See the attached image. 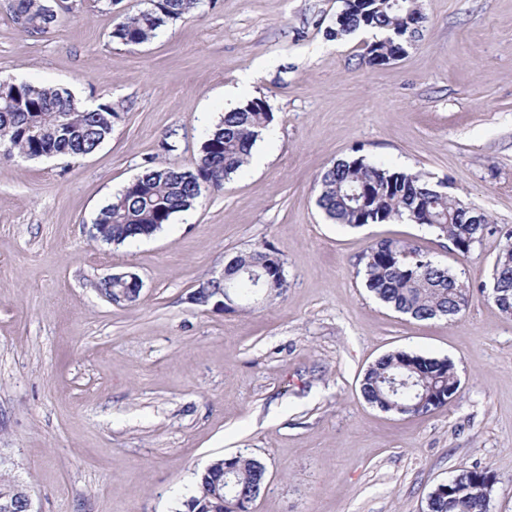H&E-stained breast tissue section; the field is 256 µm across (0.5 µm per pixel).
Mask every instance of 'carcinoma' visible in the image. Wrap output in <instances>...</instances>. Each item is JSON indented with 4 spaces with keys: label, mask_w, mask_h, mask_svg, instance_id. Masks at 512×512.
Instances as JSON below:
<instances>
[{
    "label": "carcinoma",
    "mask_w": 512,
    "mask_h": 512,
    "mask_svg": "<svg viewBox=\"0 0 512 512\" xmlns=\"http://www.w3.org/2000/svg\"><path fill=\"white\" fill-rule=\"evenodd\" d=\"M200 0H149V6L125 12L114 25L112 40L129 46L152 40L167 24L191 13ZM57 0H14L13 20L27 31L47 33L58 20ZM419 0H344L335 27L341 38L361 29L381 34L362 55L369 66L406 47L425 28ZM121 119L110 102L82 107L62 88L35 86L0 74V146L30 159L46 155L70 157L93 153ZM273 122L267 102L252 98L209 126L200 144L194 168L186 169L148 160L144 170L103 206L94 223L105 241L122 245L153 234L171 217L193 207L209 191L247 166L257 141ZM317 204L333 224L360 227L406 220L419 222L456 244L466 254L493 233L488 217L471 223V212L422 173H407L362 157L339 160L320 176ZM511 248H501L491 270L497 288L490 298L498 309L512 312V232L505 233ZM365 288L381 303L415 320L459 316L467 305L468 290L447 266L417 248L392 240L369 244L359 258ZM270 288L267 302L282 297L288 281L284 265L266 247L241 252L224 268V295L235 311L252 303L260 286ZM364 400L383 412L419 415L442 407L459 392L453 364L411 351L397 350L379 358L360 381ZM231 474L237 495L257 498L265 484V466L255 457L236 454ZM487 469L464 471L448 480L428 498V512H488ZM185 512L224 510V459L213 460L196 474L193 494L183 502ZM0 508L25 512L21 484L0 467Z\"/></svg>",
    "instance_id": "obj_1"
}]
</instances>
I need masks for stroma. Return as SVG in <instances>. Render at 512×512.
<instances>
[{"label": "stroma", "mask_w": 512, "mask_h": 512, "mask_svg": "<svg viewBox=\"0 0 512 512\" xmlns=\"http://www.w3.org/2000/svg\"><path fill=\"white\" fill-rule=\"evenodd\" d=\"M143 3L77 0L41 34L0 0L1 73L122 115L92 154L0 159V456L34 512H180L196 473L240 452L267 470L251 512H425L475 468L496 477L489 512H512V316L489 297L512 230V0H422L421 38L374 67L375 31L327 36L342 0H201L149 43L113 41ZM254 96L274 120L243 173L152 236L95 238L147 160L194 167L204 129ZM356 152L445 181L498 235L463 257L419 224L329 223L319 176ZM386 238L467 284L454 321L367 291L358 258ZM264 245L288 279L274 305L190 301ZM119 271L143 282L120 306L98 290ZM396 350L450 360L458 397L416 416L369 405L360 380Z\"/></svg>", "instance_id": "obj_1"}]
</instances>
